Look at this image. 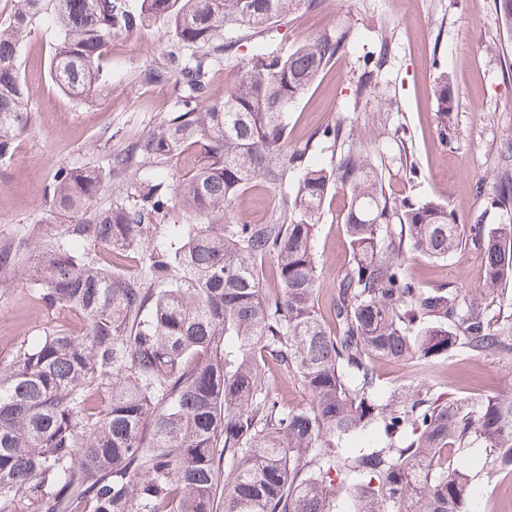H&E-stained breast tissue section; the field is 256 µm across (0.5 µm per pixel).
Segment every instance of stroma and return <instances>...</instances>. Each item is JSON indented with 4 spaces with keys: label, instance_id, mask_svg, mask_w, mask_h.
<instances>
[{
    "label": "stroma",
    "instance_id": "35a3bbf8",
    "mask_svg": "<svg viewBox=\"0 0 512 512\" xmlns=\"http://www.w3.org/2000/svg\"><path fill=\"white\" fill-rule=\"evenodd\" d=\"M325 28L349 31L341 58L326 68L288 116V144L309 145L307 159L330 163L333 148L321 139L339 117L370 113L385 122L390 135L377 145L391 174L395 197L431 198L447 205L456 223L504 224L508 218L487 209L501 170L500 148L512 141V43L507 42L495 0H319L316 7L275 23L253 40L225 32L231 43L215 65L210 100L224 98L256 48L285 55ZM55 30L41 25L23 42L19 62L32 106L26 131L14 140L13 155L0 165V250L21 246L17 263L0 265V368L55 332L82 335L86 321L77 311L46 305L33 290L25 264L41 246L59 240L69 218L49 203L47 190L62 164L109 167L131 144L176 108L173 86L140 87L130 76L163 61L173 42L157 24L113 42L104 60L112 92L87 102L64 94L49 72ZM388 42V62L373 98L358 103L355 83L364 58ZM447 79L456 110L448 138L438 135L439 114L433 88ZM392 102L385 110L384 102ZM407 131L406 140L393 130ZM410 156L415 177L405 175L399 157ZM282 187L257 182L242 192L230 220L265 223L283 195ZM340 197L329 199L316 240L324 263L321 305H328L341 268L350 257L349 241L336 216ZM409 274L428 287L463 291L483 307L500 303L485 286L477 250L466 247L437 263L422 255L409 260ZM384 385L425 384L453 397L512 394V358L481 355L452 357L420 369L380 359Z\"/></svg>",
    "mask_w": 512,
    "mask_h": 512
}]
</instances>
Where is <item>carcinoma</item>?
<instances>
[{"label":"carcinoma","instance_id":"1","mask_svg":"<svg viewBox=\"0 0 512 512\" xmlns=\"http://www.w3.org/2000/svg\"><path fill=\"white\" fill-rule=\"evenodd\" d=\"M0 17V164L29 122L18 57L24 39L53 21L52 78L79 101L112 90V41L162 23L198 53L172 51L139 69L137 86L172 85L176 111L143 134L112 169L201 148L173 191L140 181L135 208L90 209L107 172L60 165L49 200L70 214L64 240L34 255L31 286L50 305L78 310L82 336L58 332L0 368V512H474L477 480L512 477V394L443 398L430 386L385 387L374 360L512 358V224L455 223L432 199L388 193L375 140L344 116L321 137L328 166L288 150V112L342 56L349 31L324 29L286 56L252 55L224 100L207 93L224 54V30L255 36L317 0H10ZM388 42L366 59L355 99L370 100ZM434 99L439 136L455 110L445 79ZM266 224L228 223L226 210L257 181L288 185ZM344 200L340 223L352 257L328 310L318 301L315 250L327 198ZM189 218L155 240L170 204ZM487 207L512 212L505 169ZM472 245L498 310L462 292L424 288L406 260L445 261ZM142 251V284L93 253ZM274 290L265 288L266 279ZM282 367L309 395L285 407L265 364ZM112 386L89 411L87 392ZM480 448L479 470L465 449Z\"/></svg>","mask_w":512,"mask_h":512}]
</instances>
